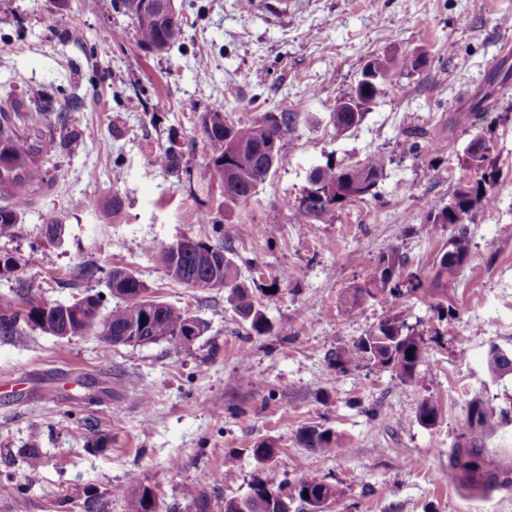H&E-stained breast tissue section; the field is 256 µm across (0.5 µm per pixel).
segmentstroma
Returning a JSON list of instances; mask_svg holds the SVG:
<instances>
[{
  "label": "stroma",
  "mask_w": 512,
  "mask_h": 512,
  "mask_svg": "<svg viewBox=\"0 0 512 512\" xmlns=\"http://www.w3.org/2000/svg\"><path fill=\"white\" fill-rule=\"evenodd\" d=\"M174 6L182 39L157 54L139 44L132 16L113 0H0L10 19L0 25V108L32 109L49 94L65 117L55 134L80 133L44 166L13 237L0 238V309L16 304L21 278L51 302L97 294L111 306L107 272L119 266L207 325L189 347L106 345L31 328L0 335V479L22 488L0 494V512H82L67 500L75 489L99 512H126L122 491L139 486L154 491L160 512H224L258 476L281 487L290 512H309L295 491L307 472L339 490L324 512H512V488L470 493L448 473L472 401L512 405V375L497 377L486 364L490 346L512 353V0ZM403 54L426 63L393 72L363 120L337 133L331 115L367 61ZM219 100L235 123L294 114L270 176L236 205L224 201L202 130ZM477 135L496 145L497 202L470 212V255L450 285H438L432 267L452 231L416 227L471 178L464 158ZM166 148L180 154V176L154 165ZM373 154L385 158L376 196L323 221L293 215L314 168ZM115 193L124 201L117 219L107 209ZM204 213L210 223H201ZM52 218L65 226L62 241L45 234ZM218 223L232 228L226 245L254 298L279 291L264 308L271 332L252 331L223 289L172 281L146 250L185 236L216 243ZM393 247L407 271L425 277L423 292L393 308L371 299L344 317L349 287ZM86 263L96 277L74 280ZM394 314L425 340L418 383L329 364L330 351ZM426 401L440 408L436 425L420 420ZM86 417L94 431L84 429ZM316 424L352 451L303 447L301 430ZM98 434L105 447H94ZM262 440L276 452L261 465L251 449ZM483 446L489 468L512 469V420L493 418ZM31 447L42 454L36 469L21 455ZM229 456L235 472L217 480Z\"/></svg>",
  "instance_id": "35a3bbf8"
}]
</instances>
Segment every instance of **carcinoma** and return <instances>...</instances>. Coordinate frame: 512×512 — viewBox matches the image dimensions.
Masks as SVG:
<instances>
[{"mask_svg": "<svg viewBox=\"0 0 512 512\" xmlns=\"http://www.w3.org/2000/svg\"><path fill=\"white\" fill-rule=\"evenodd\" d=\"M119 2L131 13L139 42L144 47L162 53L181 40L179 20L162 14L160 0H154V10L145 12L140 0ZM424 63L423 58L410 55L372 58L368 62L373 69L372 77L360 79L354 92L337 104L338 111L332 115L336 132L345 133L359 124L364 117L362 106L374 102L384 93L392 71H415ZM46 109L48 106L40 105L33 113L20 107L11 112L0 110V197L14 200L12 204L0 206V237L13 236V230L19 224L24 197L40 180V159L52 155L66 145L67 140L75 137L71 131L69 135L56 139ZM293 120L291 112H267L248 124L234 123L229 128L203 127L209 146V166L224 187L226 201L234 204L245 202L265 182L270 175L271 164L278 163L281 135ZM486 152L488 155L476 159V163H468V168L477 174V178L460 181L448 205L430 211L419 224L423 234H433L447 224L458 225V232L448 238V248L438 254L434 263V280L437 282L451 281L456 270L468 259L470 238L465 224L470 212L494 200L492 188L497 175L493 167V142H488ZM155 164L177 174L181 171V156L172 149H166L155 156ZM383 167L384 157L374 154L354 166L328 163L315 168L309 175V183H319L324 188L342 185L346 194L324 202L302 199L291 205V210L303 217L331 218L343 201L375 196ZM176 243V249L168 245L147 246L155 263L172 280L183 285L192 279L204 282L216 278L224 282L226 301L234 312L257 334L270 330L260 304L250 289L238 281L234 261L221 255L225 251L222 245L189 237L178 239ZM404 265V257L398 249L380 253L362 284L353 287L342 301V314L351 316L367 298L394 304L404 286L412 292L421 289L420 276L409 274L402 277ZM108 287L116 302L105 311L85 309L83 299L77 298L71 303L58 305L47 315L42 309L45 299L36 294L31 284L21 280L14 294L22 307L0 314V334L17 335L23 324L57 337L88 335L113 345L124 336L126 345H144L158 342L160 334L177 335L194 319L183 308L151 299L144 281L127 269H112ZM196 327L200 336L206 331L205 323L199 319ZM423 343L422 335L414 327L393 315L352 345L336 349L329 363L345 372L365 361L390 372L402 384H414L420 379L418 366L423 357ZM487 364L495 375L511 374L512 354L493 346L488 351ZM492 415L491 410L482 407L481 401H473L467 423L459 436L460 442L448 453V469L453 479L476 492L488 493L512 487V471L487 468L482 448L474 437V430L484 427ZM419 416L422 423L432 426L440 417V408L426 401L420 407ZM300 441L304 447L325 455L336 452L338 448H351L332 429L319 425L302 429ZM252 454L257 463L263 464L275 454V445L262 440L254 445ZM296 489L299 499L311 507V512H323L324 504L335 499L337 494L336 487L314 473L303 474L297 480ZM122 495L127 502V512H159L157 497L147 487L124 489ZM224 512H289V509L288 502L277 497L274 483L258 478L251 485L248 496L225 501Z\"/></svg>", "mask_w": 512, "mask_h": 512, "instance_id": "obj_1", "label": "carcinoma"}]
</instances>
